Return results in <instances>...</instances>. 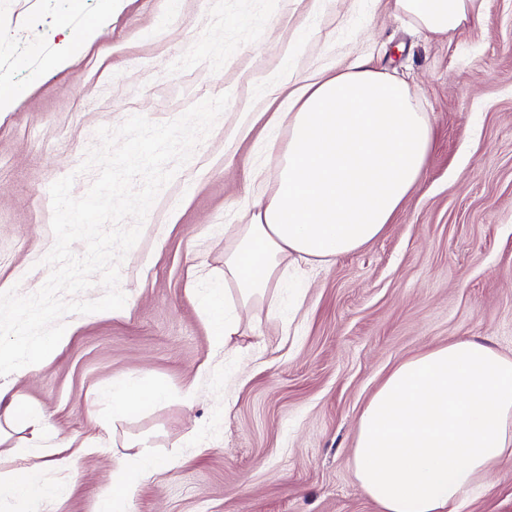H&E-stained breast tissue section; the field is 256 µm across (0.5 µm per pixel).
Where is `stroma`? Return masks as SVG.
<instances>
[{"instance_id": "obj_1", "label": "stroma", "mask_w": 512, "mask_h": 512, "mask_svg": "<svg viewBox=\"0 0 512 512\" xmlns=\"http://www.w3.org/2000/svg\"><path fill=\"white\" fill-rule=\"evenodd\" d=\"M452 35L419 31L391 0H0V74L23 92L0 108V284L36 292L54 244L50 185L78 174L100 127L130 113L155 123L209 97L230 101L157 196L120 265L122 309L70 314L66 339L0 387L38 410L52 445L114 437L78 455L44 512H94L125 437L173 464L143 480L128 512H379L351 463L358 417L389 372L460 339L512 356V0H478ZM67 15V30L57 19ZM94 35L85 29L94 17ZM84 48L51 65L63 36ZM370 56L427 112L434 146L391 224L317 268L290 265L275 305L241 311L230 349L216 345L191 274L224 281V227L245 224L264 172L272 191L287 129H263L273 91ZM40 70L32 79V70ZM166 400L112 419V383L129 374ZM458 512H512V456Z\"/></svg>"}]
</instances>
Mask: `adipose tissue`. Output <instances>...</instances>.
<instances>
[{
    "label": "adipose tissue",
    "mask_w": 512,
    "mask_h": 512,
    "mask_svg": "<svg viewBox=\"0 0 512 512\" xmlns=\"http://www.w3.org/2000/svg\"><path fill=\"white\" fill-rule=\"evenodd\" d=\"M420 31L448 33L464 26L475 0H393ZM287 124L275 190L251 200L249 223L224 244V281L237 303L213 289L200 300L216 341L238 335L236 307L262 301L282 266L323 265L377 238L417 183L432 149V123L404 82L377 71L368 56L337 64L335 72L302 79L288 94ZM166 390L136 377L112 389V415L158 403ZM0 414V445L19 433L22 448L42 447L46 424L19 398ZM130 463L112 471L97 512H125L136 486L162 464L125 440ZM512 456V357L475 341L435 347L401 362L363 408L353 448L355 476L380 512H453L504 457ZM56 494L43 469L0 472V499L39 512Z\"/></svg>",
    "instance_id": "adipose-tissue-1"
}]
</instances>
